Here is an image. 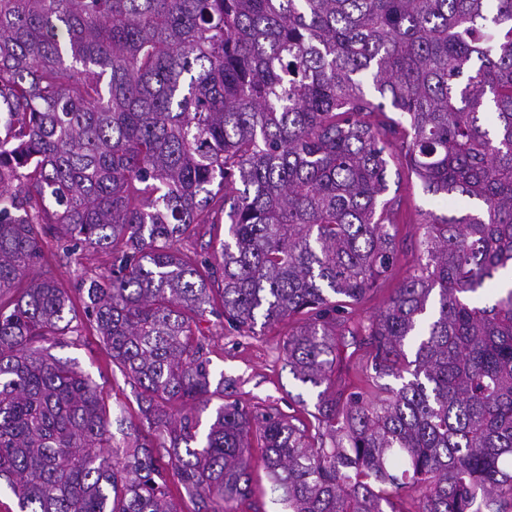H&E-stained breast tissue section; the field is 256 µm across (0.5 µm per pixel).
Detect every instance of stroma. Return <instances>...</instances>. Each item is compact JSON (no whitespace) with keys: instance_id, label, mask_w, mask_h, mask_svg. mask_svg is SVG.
Segmentation results:
<instances>
[{"instance_id":"35a3bbf8","label":"stroma","mask_w":512,"mask_h":512,"mask_svg":"<svg viewBox=\"0 0 512 512\" xmlns=\"http://www.w3.org/2000/svg\"><path fill=\"white\" fill-rule=\"evenodd\" d=\"M402 209L399 237L402 249L393 276L368 293L359 306L362 318L375 315L391 296L400 279L416 267L423 256L421 225L428 214L443 215L450 203L424 191L416 177L404 176L399 190ZM45 260L61 287L69 288L80 278L108 274L112 268L110 252L83 250L66 257L58 250L54 237L44 241ZM290 318L261 329L257 335L241 336L222 326L217 316L205 315L201 328L210 361L212 380H225L224 396L251 408L272 407L286 415L302 416L304 407L314 406L316 393L295 380L284 363L282 344L297 326ZM45 354L75 361L97 385L110 412L112 443L125 446L129 434L140 426V413L134 388L112 364L103 342L91 329L68 337L66 342H46ZM223 396V397H224ZM253 493L241 503H231L230 512H282L275 503L271 484L261 462L262 450H251Z\"/></svg>"}]
</instances>
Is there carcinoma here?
I'll return each mask as SVG.
<instances>
[{
	"instance_id": "1",
	"label": "carcinoma",
	"mask_w": 512,
	"mask_h": 512,
	"mask_svg": "<svg viewBox=\"0 0 512 512\" xmlns=\"http://www.w3.org/2000/svg\"><path fill=\"white\" fill-rule=\"evenodd\" d=\"M402 165L469 206L395 270ZM224 224L213 253L182 243ZM51 235L107 276L22 280ZM512 0H0V479L20 512H224L250 439L287 512L512 508ZM20 288L3 301V290ZM158 444L111 448L108 409L39 343L76 303ZM290 316L296 425L211 387L197 321ZM354 350L345 352L347 345ZM393 378L396 385L384 382ZM170 455L171 468L154 448Z\"/></svg>"
}]
</instances>
